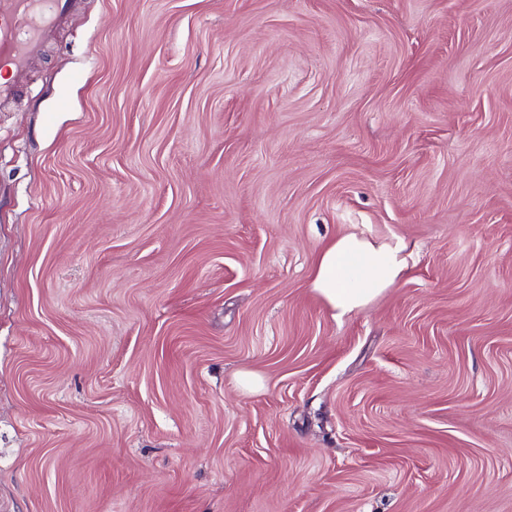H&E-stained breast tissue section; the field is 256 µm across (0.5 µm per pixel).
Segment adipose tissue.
I'll return each mask as SVG.
<instances>
[{
  "mask_svg": "<svg viewBox=\"0 0 512 512\" xmlns=\"http://www.w3.org/2000/svg\"><path fill=\"white\" fill-rule=\"evenodd\" d=\"M406 241L383 242L354 233L324 244L317 252L309 288L341 319L372 303L400 281L409 268Z\"/></svg>",
  "mask_w": 512,
  "mask_h": 512,
  "instance_id": "1",
  "label": "adipose tissue"
}]
</instances>
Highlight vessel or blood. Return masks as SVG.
I'll return each mask as SVG.
<instances>
[{"label": "vessel or blood", "instance_id": "1", "mask_svg": "<svg viewBox=\"0 0 512 512\" xmlns=\"http://www.w3.org/2000/svg\"><path fill=\"white\" fill-rule=\"evenodd\" d=\"M69 7V0H0V68L24 69Z\"/></svg>", "mask_w": 512, "mask_h": 512}]
</instances>
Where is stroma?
Here are the masks:
<instances>
[{"instance_id": "stroma-1", "label": "stroma", "mask_w": 512, "mask_h": 512, "mask_svg": "<svg viewBox=\"0 0 512 512\" xmlns=\"http://www.w3.org/2000/svg\"><path fill=\"white\" fill-rule=\"evenodd\" d=\"M8 81L0 512H512V0H76ZM347 233L414 264L337 320Z\"/></svg>"}]
</instances>
